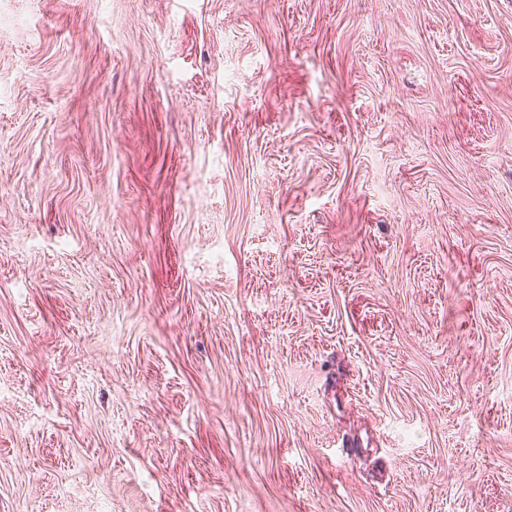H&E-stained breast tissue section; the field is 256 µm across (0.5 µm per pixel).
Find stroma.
Listing matches in <instances>:
<instances>
[{"label": "stroma", "mask_w": 512, "mask_h": 512, "mask_svg": "<svg viewBox=\"0 0 512 512\" xmlns=\"http://www.w3.org/2000/svg\"><path fill=\"white\" fill-rule=\"evenodd\" d=\"M0 512H512V0H0Z\"/></svg>", "instance_id": "obj_1"}]
</instances>
